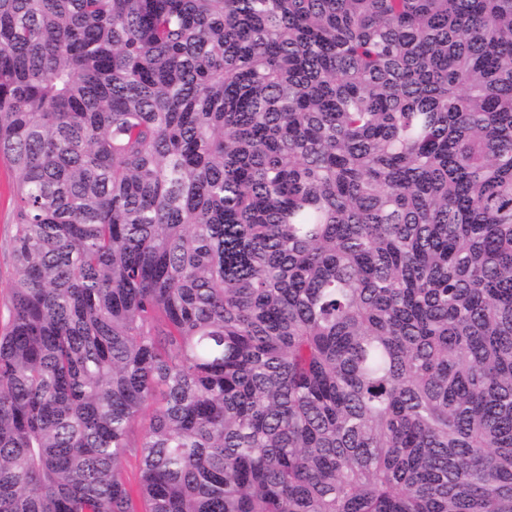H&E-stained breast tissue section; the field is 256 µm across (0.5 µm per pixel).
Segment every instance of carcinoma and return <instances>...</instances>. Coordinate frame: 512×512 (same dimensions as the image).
<instances>
[{
	"mask_svg": "<svg viewBox=\"0 0 512 512\" xmlns=\"http://www.w3.org/2000/svg\"><path fill=\"white\" fill-rule=\"evenodd\" d=\"M0 157V512H512V0H0ZM15 182V171L6 162L0 161V329L7 322L6 304L13 279V264L8 243L15 228Z\"/></svg>",
	"mask_w": 512,
	"mask_h": 512,
	"instance_id": "carcinoma-1",
	"label": "carcinoma"
}]
</instances>
